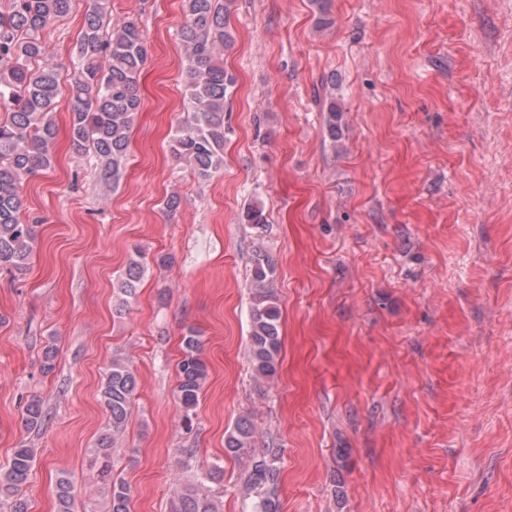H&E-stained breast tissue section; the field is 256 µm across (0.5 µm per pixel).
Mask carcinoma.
Returning <instances> with one entry per match:
<instances>
[{"mask_svg":"<svg viewBox=\"0 0 512 512\" xmlns=\"http://www.w3.org/2000/svg\"><path fill=\"white\" fill-rule=\"evenodd\" d=\"M111 0H91L70 64L50 62L44 32L68 15L72 0H0V106L9 112L0 120V270L21 273L34 242V225L23 217L22 182L47 169L56 136L53 118L62 86L71 99L70 135L76 154L98 167L105 190L115 189L125 170L132 126L141 109L139 76L146 61L143 30L134 20L112 21ZM185 15L179 29L184 50L183 76L189 95L186 113L174 139L173 152L199 179H209L224 162V107L235 79L219 62L231 41L227 26L231 0H182ZM244 223L258 244L248 256L251 281L249 360L254 380L274 378L281 351L276 263L259 243L267 225L263 209L247 207ZM146 267L131 260L120 283L122 303L136 294ZM202 340L190 329L182 337L175 396L186 432L194 428L196 408L208 379L201 357ZM136 375L128 361L116 355L99 393L109 414L107 432L92 449L93 482L108 496L105 512H129L130 490L115 475L112 450L131 416ZM41 401L25 407L24 427L45 424ZM255 427L243 415L225 438V449L245 461L242 493L250 512H278L275 492L279 479V449L254 448ZM36 451L22 444L9 468L0 474V497H13L10 512H28L18 490L34 466ZM180 468L193 473L172 501V512H218L212 484L223 470L214 463L195 468L194 453L183 448ZM75 485L62 472L56 481V512H77Z\"/></svg>","mask_w":512,"mask_h":512,"instance_id":"cac0c4a2","label":"carcinoma"}]
</instances>
